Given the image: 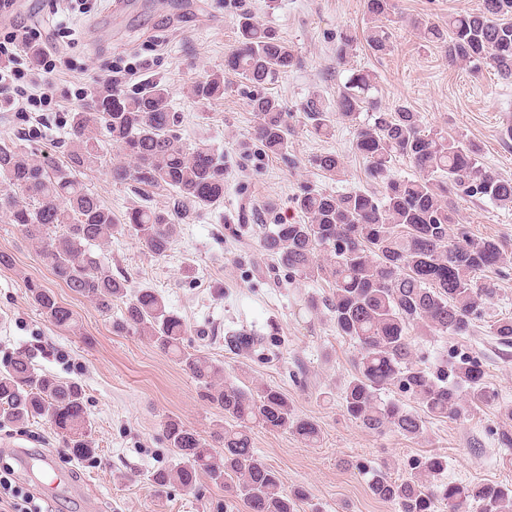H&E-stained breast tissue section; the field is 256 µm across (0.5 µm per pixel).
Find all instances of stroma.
<instances>
[{
	"instance_id": "35a3bbf8",
	"label": "stroma",
	"mask_w": 512,
	"mask_h": 512,
	"mask_svg": "<svg viewBox=\"0 0 512 512\" xmlns=\"http://www.w3.org/2000/svg\"><path fill=\"white\" fill-rule=\"evenodd\" d=\"M123 18L113 19L112 0H95L91 12L76 17L75 41L66 52L74 69L54 76L57 103L35 123L15 112H0V143L23 144L37 156L64 162L67 134L60 112L73 111L80 93H93L115 66H137L139 79L121 85L127 93L142 80L165 83L180 121L177 132L186 145L205 143L224 154V200L199 211L173 243L167 256L156 257L135 238H111L101 251L113 273L126 276L131 288H155L181 314L191 334L189 345L219 360L226 378L247 385L279 387L298 415L322 429L318 447H307L288 431L253 429L258 456L277 469L286 487H306L321 512H399L396 504L375 498L368 487L370 470L385 466L400 476L407 461L428 454L448 460L443 481L512 486V348L500 347L478 332L468 337L424 335L411 338L422 367L435 370L448 357L476 360L497 400L478 405L464 420L431 418L414 439L386 431L375 433L351 420L341 403L342 388L354 372L357 349L338 336L325 308L308 309L305 298H323L327 281L290 279L260 246L256 223L293 224L303 216L295 200L304 190L336 194L353 190L380 193L366 163L352 146L354 128L336 119L332 133L312 132L302 102L320 98L333 104L351 69L377 78L383 106L404 103L419 112L424 126L447 129L481 149L486 166L512 179V137L503 130L512 120V84L494 69L470 72L448 65L439 45L420 40L413 20L442 25L449 16L479 10L482 0H397L390 27L392 47L383 55L359 44L349 65L336 59L343 31L363 33L371 20L365 0H127ZM249 13L291 46L299 64L261 91L274 96L287 112L288 147L270 155L252 141L257 117L250 99L259 89L225 75L224 94L200 101L190 92L195 77L224 70V57L237 35V22ZM333 152L341 167L329 179L312 163L315 155ZM120 151L104 144L98 165L82 179L116 215L138 204L127 186L113 182L110 169ZM455 206L462 225L474 238L501 243L507 261L493 278L498 293L483 317H512V207L488 199L459 197ZM0 252L10 258L0 266V358L17 349L30 350L41 371L79 382L85 391L95 458L79 460L43 420L23 427L0 419V467L13 464V446L28 453H51L70 471L85 493L61 492L53 512H222L224 489L202 479L198 493L154 492L151 471L175 464L160 432L170 416L182 419L202 436H210L222 413L205 401L197 384L144 336H118L112 319L123 303L105 315L86 299L59 284L41 261L35 243L25 238L0 212ZM40 281L72 309L75 330L53 326L29 299L25 283ZM277 329L279 353L263 360L224 347L227 335Z\"/></svg>"
}]
</instances>
